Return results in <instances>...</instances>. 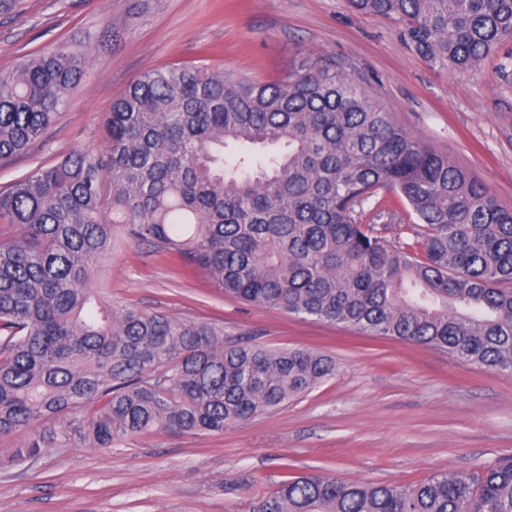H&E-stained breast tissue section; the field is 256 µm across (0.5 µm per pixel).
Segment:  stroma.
Here are the masks:
<instances>
[{
	"label": "stroma",
	"mask_w": 512,
	"mask_h": 512,
	"mask_svg": "<svg viewBox=\"0 0 512 512\" xmlns=\"http://www.w3.org/2000/svg\"><path fill=\"white\" fill-rule=\"evenodd\" d=\"M87 41L86 76L41 141L0 166V189L55 156L100 148L106 112L143 73L192 62L264 81L323 57L362 79L392 118L512 206V44L472 71L431 68L393 22L346 0H22L0 15V70ZM103 298L222 325L225 338L330 355L334 374L269 414L221 433L137 435L109 448L62 438L15 461L0 435V512H249L284 474L403 483L472 472L512 454V378L429 347L250 305L121 244L100 269Z\"/></svg>",
	"instance_id": "stroma-1"
}]
</instances>
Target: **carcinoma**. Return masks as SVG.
Wrapping results in <instances>:
<instances>
[{
    "instance_id": "carcinoma-1",
    "label": "carcinoma",
    "mask_w": 512,
    "mask_h": 512,
    "mask_svg": "<svg viewBox=\"0 0 512 512\" xmlns=\"http://www.w3.org/2000/svg\"><path fill=\"white\" fill-rule=\"evenodd\" d=\"M431 67L475 70L512 43V0H348ZM90 63L60 45L0 73V162L41 139ZM106 145L0 190V434L93 404L62 434L94 448L153 431L222 433L334 374L309 348L104 301L115 232L228 296L439 350L512 377V208L399 126L319 56L266 82L173 64L132 81ZM250 512H512V455L421 481H282Z\"/></svg>"
}]
</instances>
